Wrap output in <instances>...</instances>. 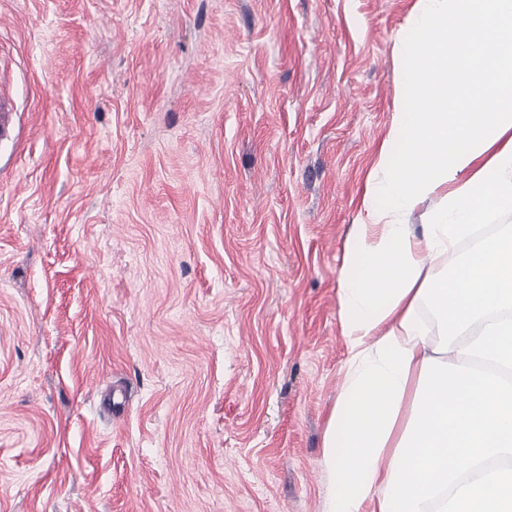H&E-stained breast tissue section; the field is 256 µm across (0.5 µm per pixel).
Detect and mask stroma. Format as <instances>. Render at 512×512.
<instances>
[{
	"label": "stroma",
	"mask_w": 512,
	"mask_h": 512,
	"mask_svg": "<svg viewBox=\"0 0 512 512\" xmlns=\"http://www.w3.org/2000/svg\"><path fill=\"white\" fill-rule=\"evenodd\" d=\"M416 2L0 0V512H324ZM17 111L15 100L11 95L0 90V141L14 137V113Z\"/></svg>",
	"instance_id": "obj_1"
}]
</instances>
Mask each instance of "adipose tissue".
Returning a JSON list of instances; mask_svg holds the SVG:
<instances>
[{
  "label": "adipose tissue",
  "instance_id": "1",
  "mask_svg": "<svg viewBox=\"0 0 512 512\" xmlns=\"http://www.w3.org/2000/svg\"><path fill=\"white\" fill-rule=\"evenodd\" d=\"M409 26L404 103L378 151L388 176L367 185L343 245L326 512H512V232L430 272L512 208V0H418ZM439 192L446 208L414 234L407 215ZM483 225L485 224H477L474 236L465 242L459 243L453 254L449 256L446 255L440 258L436 265L432 268L431 274L435 277L445 276L446 274H448V268L451 265L459 264L462 255L474 249L479 242V238H481L482 240L485 237V235L477 233L478 229L481 228Z\"/></svg>",
  "mask_w": 512,
  "mask_h": 512
}]
</instances>
